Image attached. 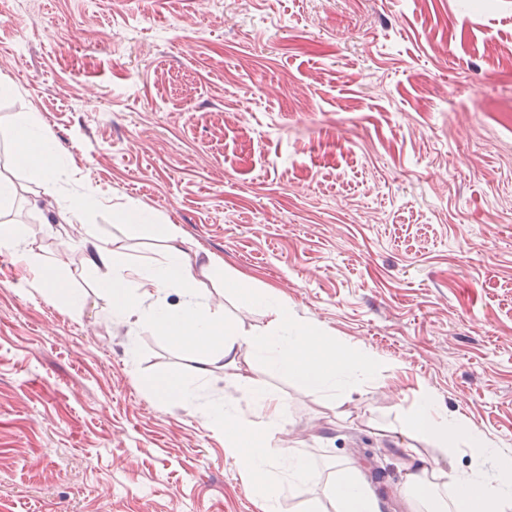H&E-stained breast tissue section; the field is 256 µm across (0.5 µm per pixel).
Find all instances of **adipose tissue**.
I'll use <instances>...</instances> for the list:
<instances>
[{"label": "adipose tissue", "instance_id": "obj_1", "mask_svg": "<svg viewBox=\"0 0 512 512\" xmlns=\"http://www.w3.org/2000/svg\"><path fill=\"white\" fill-rule=\"evenodd\" d=\"M0 145L12 148L14 164L28 170L44 194L54 195L61 177L59 155L54 140L37 119L0 126ZM115 217L128 230L148 229L161 252L146 262L127 260L111 241L95 239L87 265L107 271L106 276L96 279V288L109 300L113 315L134 320L196 355L191 375L160 376L148 383V393L157 399L194 401L203 381L215 369L236 366L245 351L306 391L331 395L337 385L355 391L379 379L384 363L372 350L338 343L321 327L302 322L278 289L255 287L249 277L238 272L225 275V290L242 310L260 311L267 319L263 332L243 331L225 318L220 304L197 292L202 279L222 273L221 260L211 255L203 261L191 257L179 227L165 223L142 203L121 205ZM22 240L19 225L0 223V251L14 253L16 261L33 273L34 286L44 298L80 308L84 300L81 289L72 287L69 277L44 263L34 245H23ZM171 293L179 295L178 304H166L165 298ZM239 384L252 390L255 419H242L217 402L206 407V424L223 436L224 450L237 461L241 479L252 490L259 512H278L279 499L289 486L302 495L304 512H326L329 504L333 512H382L381 499L359 470L340 460L321 495L309 494L315 473L307 456L275 440L286 412L284 400L273 391L252 388L248 379H240ZM402 429L410 442L399 448L396 464L410 512H512L511 451L463 417L448 414L423 388L416 392ZM419 439L442 454L464 443L475 462L462 471L427 463L415 446ZM488 461L494 465L490 476L483 471Z\"/></svg>", "mask_w": 512, "mask_h": 512}]
</instances>
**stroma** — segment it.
Returning <instances> with one entry per match:
<instances>
[{
  "mask_svg": "<svg viewBox=\"0 0 512 512\" xmlns=\"http://www.w3.org/2000/svg\"><path fill=\"white\" fill-rule=\"evenodd\" d=\"M511 44L512 0H0V121L39 119L98 198L68 224L0 152L12 221L85 291L49 303L0 254V512H258L200 403L144 389L193 353L91 286L82 240L154 256L115 224L132 199L387 362L332 400L247 354L204 383L246 418L239 376L284 397L312 490L335 456L403 512L391 459L422 387L512 449V62L488 53Z\"/></svg>",
  "mask_w": 512,
  "mask_h": 512,
  "instance_id": "stroma-1",
  "label": "stroma"
}]
</instances>
